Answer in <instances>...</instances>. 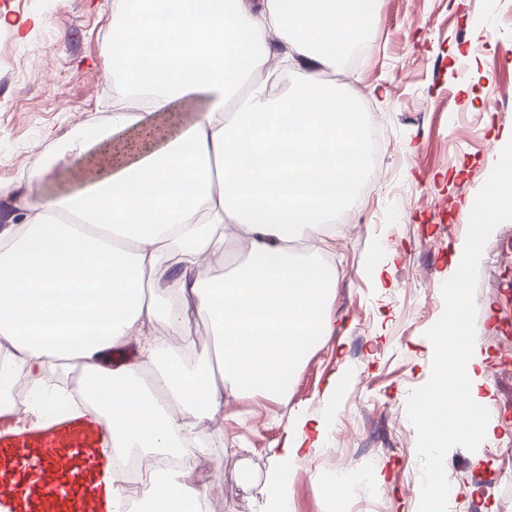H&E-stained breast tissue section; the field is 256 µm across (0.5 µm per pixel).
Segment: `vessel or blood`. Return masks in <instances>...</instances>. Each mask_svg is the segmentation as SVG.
<instances>
[{"instance_id":"obj_1","label":"vessel or blood","mask_w":512,"mask_h":512,"mask_svg":"<svg viewBox=\"0 0 512 512\" xmlns=\"http://www.w3.org/2000/svg\"><path fill=\"white\" fill-rule=\"evenodd\" d=\"M105 426L59 415L42 426L0 423V512H107Z\"/></svg>"}]
</instances>
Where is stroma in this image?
I'll use <instances>...</instances> for the list:
<instances>
[{
    "label": "stroma",
    "mask_w": 512,
    "mask_h": 512,
    "mask_svg": "<svg viewBox=\"0 0 512 512\" xmlns=\"http://www.w3.org/2000/svg\"><path fill=\"white\" fill-rule=\"evenodd\" d=\"M113 0H0V185L26 187L31 171L74 127L112 114ZM379 21L335 70L328 88L377 125L386 175L335 220L322 258L336 269L334 332L316 343L279 403L229 400L205 422L192 453L212 488L210 512H262L265 482L289 420L333 410L326 449L292 477L295 512H417L432 462L413 407L430 387L427 342L448 320L445 284L455 245L476 231L472 199L512 149V0H378ZM84 161L35 186L33 203L78 190ZM468 290L498 421L493 449L449 442L446 464L460 512H512V222L483 240ZM394 258L396 285L377 287L370 258ZM348 382L332 404L330 377ZM249 479L238 482L239 471ZM351 484L341 504L320 484Z\"/></svg>",
    "instance_id": "1"
}]
</instances>
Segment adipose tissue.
<instances>
[{
    "instance_id": "adipose-tissue-1",
    "label": "adipose tissue",
    "mask_w": 512,
    "mask_h": 512,
    "mask_svg": "<svg viewBox=\"0 0 512 512\" xmlns=\"http://www.w3.org/2000/svg\"><path fill=\"white\" fill-rule=\"evenodd\" d=\"M375 0H113L112 119L77 130L39 180L70 157L87 159L84 186L31 205L0 229V398L23 373L43 406L100 418L104 460L137 450L181 453L224 398L279 399L315 342L333 332L336 274L301 258L290 238L322 239L356 194L364 158L359 112L320 75L375 23ZM308 67L301 89L277 92L270 59ZM264 81H252L255 73ZM202 99L170 126L175 101ZM139 152L112 158L140 130ZM475 237L454 248L448 300L467 299L482 261L481 239L512 220V151L472 203ZM244 246L222 280L203 261L223 252L226 225ZM179 265H172V255ZM207 319L216 362L195 358L191 325ZM472 327L448 324L430 342L431 385L415 419L429 458L449 440L485 443L496 417ZM135 345L131 362L107 356ZM79 370V397L45 384L47 370ZM329 415L290 421L278 465L266 477V512H292L290 477L325 446ZM192 468L154 473L157 512H209Z\"/></svg>"
}]
</instances>
